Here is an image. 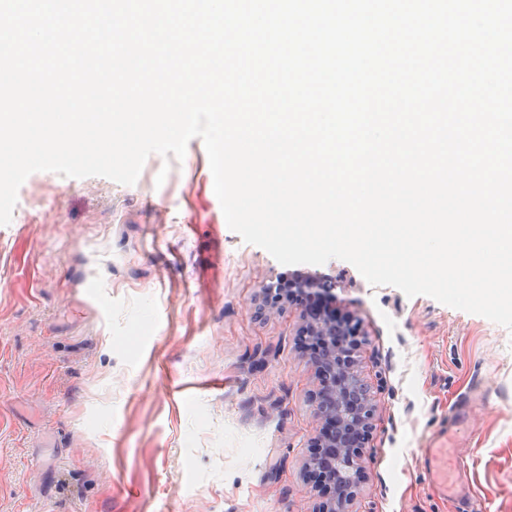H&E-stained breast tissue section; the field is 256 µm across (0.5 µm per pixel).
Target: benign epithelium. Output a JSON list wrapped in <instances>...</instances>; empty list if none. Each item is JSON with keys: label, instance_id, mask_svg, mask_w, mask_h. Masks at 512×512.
<instances>
[{"label": "benign epithelium", "instance_id": "obj_1", "mask_svg": "<svg viewBox=\"0 0 512 512\" xmlns=\"http://www.w3.org/2000/svg\"><path fill=\"white\" fill-rule=\"evenodd\" d=\"M262 294L277 304L313 298L323 305L318 314L304 311L299 335L320 345L312 358L319 382L314 416L334 421L336 428L333 434L312 444L326 452L320 458L312 456L308 470L322 474L335 488V494L317 512H352L350 506L364 479L361 449L370 436L374 411L367 387L358 375L357 351L359 337L365 335L363 325L351 311L343 312L346 321H336V282L331 280L299 278L286 284L276 281L264 285Z\"/></svg>", "mask_w": 512, "mask_h": 512}]
</instances>
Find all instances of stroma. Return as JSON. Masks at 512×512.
Instances as JSON below:
<instances>
[{"instance_id":"stroma-1","label":"stroma","mask_w":512,"mask_h":512,"mask_svg":"<svg viewBox=\"0 0 512 512\" xmlns=\"http://www.w3.org/2000/svg\"><path fill=\"white\" fill-rule=\"evenodd\" d=\"M285 276L335 281L363 321L374 417L353 512H459L419 461L452 416L473 512H512V331L244 243L198 138L131 186L21 185L0 226V512H316L302 311L257 312Z\"/></svg>"}]
</instances>
